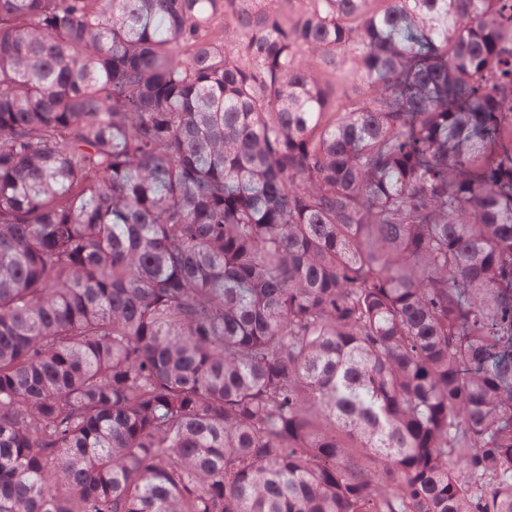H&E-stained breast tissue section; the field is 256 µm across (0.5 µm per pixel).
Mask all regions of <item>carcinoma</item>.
Instances as JSON below:
<instances>
[{"instance_id":"obj_1","label":"carcinoma","mask_w":512,"mask_h":512,"mask_svg":"<svg viewBox=\"0 0 512 512\" xmlns=\"http://www.w3.org/2000/svg\"><path fill=\"white\" fill-rule=\"evenodd\" d=\"M0 0V512H512V0Z\"/></svg>"}]
</instances>
